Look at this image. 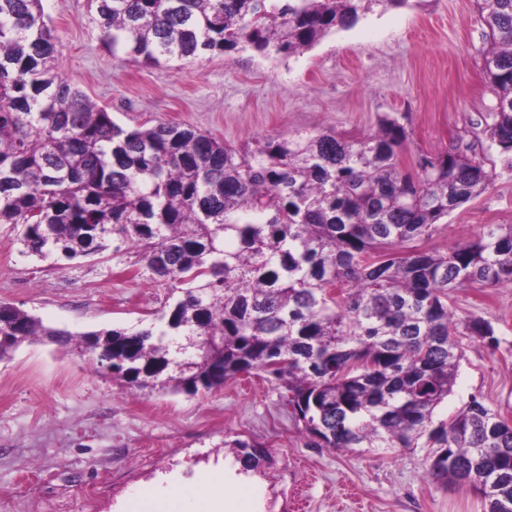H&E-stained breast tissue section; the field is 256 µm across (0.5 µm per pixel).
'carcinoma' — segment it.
<instances>
[{"instance_id": "carcinoma-1", "label": "carcinoma", "mask_w": 512, "mask_h": 512, "mask_svg": "<svg viewBox=\"0 0 512 512\" xmlns=\"http://www.w3.org/2000/svg\"><path fill=\"white\" fill-rule=\"evenodd\" d=\"M112 53L159 65L247 49L291 57L410 0H91ZM496 104L486 138L512 169V0H482ZM390 115L366 137L282 135L238 149L177 123L126 129L58 69L42 0H0V224L40 259L139 249L167 286L157 323L73 335L0 302V359L46 336L130 390L216 392L271 373L327 448L433 449L427 472L512 512V426L473 399L434 424L462 347L461 288L512 287V225L403 250L486 191L478 144L417 153ZM111 359V367L104 358Z\"/></svg>"}]
</instances>
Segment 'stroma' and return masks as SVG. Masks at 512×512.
Returning a JSON list of instances; mask_svg holds the SVG:
<instances>
[{"label": "stroma", "mask_w": 512, "mask_h": 512, "mask_svg": "<svg viewBox=\"0 0 512 512\" xmlns=\"http://www.w3.org/2000/svg\"><path fill=\"white\" fill-rule=\"evenodd\" d=\"M43 7L60 71L130 129L173 122L242 147L297 132L366 135L391 114L410 153L437 155L459 138L485 141L496 104L476 0L391 8L287 60L245 51L159 66L113 55L91 0ZM488 224H512V170L501 165L417 246L445 252ZM140 267L133 247L41 261L0 224V302L48 326L77 334L149 322L168 290ZM449 305L459 323L481 318L494 337L461 332L464 357L436 421L475 398L512 424V288H465ZM280 390L254 371L215 393L133 392L72 346L24 342L0 360V512H203L223 490L242 512H484L476 491L426 475L430 448L318 445ZM234 440L259 446L257 470L241 472Z\"/></svg>", "instance_id": "obj_1"}]
</instances>
